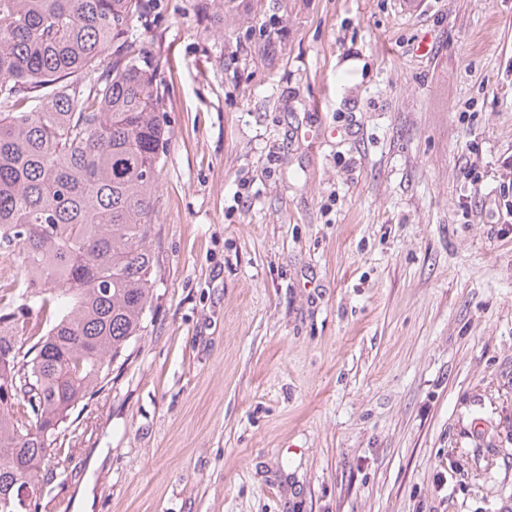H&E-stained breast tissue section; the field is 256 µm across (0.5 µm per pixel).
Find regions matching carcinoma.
<instances>
[{
	"instance_id": "1",
	"label": "carcinoma",
	"mask_w": 512,
	"mask_h": 512,
	"mask_svg": "<svg viewBox=\"0 0 512 512\" xmlns=\"http://www.w3.org/2000/svg\"><path fill=\"white\" fill-rule=\"evenodd\" d=\"M147 2L0 0V255L18 270L0 295V512H39L20 486L62 465L73 411L154 301L166 132L157 68L128 35Z\"/></svg>"
}]
</instances>
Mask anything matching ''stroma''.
<instances>
[{
  "mask_svg": "<svg viewBox=\"0 0 512 512\" xmlns=\"http://www.w3.org/2000/svg\"><path fill=\"white\" fill-rule=\"evenodd\" d=\"M218 11L130 26L161 280L41 512H512V0Z\"/></svg>",
  "mask_w": 512,
  "mask_h": 512,
  "instance_id": "stroma-1",
  "label": "stroma"
}]
</instances>
